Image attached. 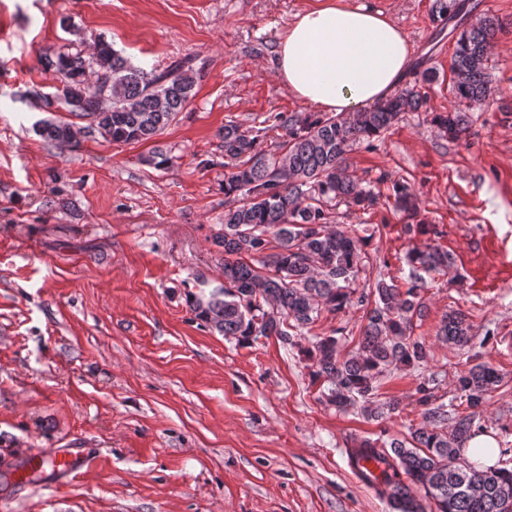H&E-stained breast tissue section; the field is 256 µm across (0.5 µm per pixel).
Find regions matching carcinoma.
Segmentation results:
<instances>
[{"mask_svg": "<svg viewBox=\"0 0 512 512\" xmlns=\"http://www.w3.org/2000/svg\"><path fill=\"white\" fill-rule=\"evenodd\" d=\"M456 0H436V20L457 17ZM499 28L492 15L481 17L458 37L451 62L449 92L456 99L480 101L489 91V43ZM67 88L43 94L46 107L60 105L115 143H138L159 136L195 96L200 72L186 58L162 72L130 64L104 40L91 52L70 42L45 56ZM424 95L412 87L349 115L278 113L273 124L242 129L230 121L219 133L223 151L224 232L213 244L224 251V287L207 301L191 303L195 317L239 341L275 336L294 345L324 313L354 306L366 309L358 347L340 353V338L318 336L307 349L312 376L322 382L321 397L338 411L357 408L368 420H383L398 409L382 401L378 379L392 371L420 369L434 354L425 339L412 336L414 319L424 316V280L418 271L438 272L453 265L448 250L435 244L407 253L412 273L403 284L381 277L359 288L365 239L329 220L338 202L363 210L378 194L347 171L353 146L389 131L406 112H415ZM432 122L457 141L469 132L462 112L436 113ZM284 131L276 149L262 147L269 130ZM36 133L49 143H75L81 130L67 120L43 121ZM398 210L417 214L416 195L404 183L393 185ZM437 336L468 352L467 369L457 375L458 395L436 396L433 377L418 387L422 421L409 436L378 444L370 439L346 449L351 466L371 459L383 466L369 481L392 512H512V468H476L461 460L470 439L487 432L482 407L501 381L496 367L480 361L467 316L451 310Z\"/></svg>", "mask_w": 512, "mask_h": 512, "instance_id": "carcinoma-1", "label": "carcinoma"}]
</instances>
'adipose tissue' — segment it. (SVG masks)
<instances>
[{
	"label": "adipose tissue",
	"instance_id": "ef3b65f1",
	"mask_svg": "<svg viewBox=\"0 0 512 512\" xmlns=\"http://www.w3.org/2000/svg\"><path fill=\"white\" fill-rule=\"evenodd\" d=\"M413 48L404 30L365 0H314L281 35L278 79L320 112L349 114L389 98L402 81Z\"/></svg>",
	"mask_w": 512,
	"mask_h": 512
}]
</instances>
